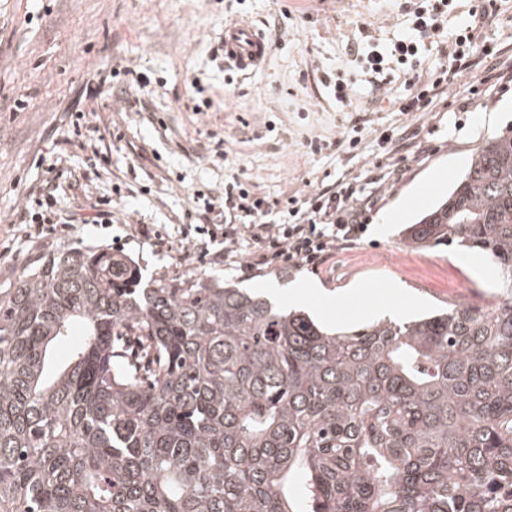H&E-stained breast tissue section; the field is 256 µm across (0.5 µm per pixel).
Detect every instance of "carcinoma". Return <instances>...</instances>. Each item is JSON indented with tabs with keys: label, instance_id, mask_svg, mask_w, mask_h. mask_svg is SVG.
Returning <instances> with one entry per match:
<instances>
[{
	"label": "carcinoma",
	"instance_id": "obj_1",
	"mask_svg": "<svg viewBox=\"0 0 512 512\" xmlns=\"http://www.w3.org/2000/svg\"><path fill=\"white\" fill-rule=\"evenodd\" d=\"M401 236L505 296L332 330L217 274L36 256L0 288V512H512V133Z\"/></svg>",
	"mask_w": 512,
	"mask_h": 512
}]
</instances>
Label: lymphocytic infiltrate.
I'll list each match as a JSON object with an SVG mask.
<instances>
[{
  "label": "lymphocytic infiltrate",
  "instance_id": "f902f5d3",
  "mask_svg": "<svg viewBox=\"0 0 512 512\" xmlns=\"http://www.w3.org/2000/svg\"><path fill=\"white\" fill-rule=\"evenodd\" d=\"M452 10V0H426L410 12L413 36L399 39L364 54L366 71L381 74L386 65L416 68L421 64L418 41L431 39L443 30ZM496 0H478L467 24L453 34L454 48L445 63L427 71L416 88L408 89L399 101L403 112H425L447 94L458 78L481 73L485 90L494 91L512 84V57L496 44L477 45L481 30L495 17ZM400 173L399 166L373 165L363 181L339 177L333 184L307 193L271 200L255 196L248 185L232 180L224 185L221 213L223 229H209L210 238L224 241L222 250L212 254L216 263L245 272L259 266L297 267L319 264L336 249L360 240L367 230V215L381 197L383 186ZM284 212L288 221L272 222L273 213ZM36 235L50 237L77 224H108L112 212L97 209L87 213L76 208L65 212L29 216Z\"/></svg>",
  "mask_w": 512,
  "mask_h": 512
}]
</instances>
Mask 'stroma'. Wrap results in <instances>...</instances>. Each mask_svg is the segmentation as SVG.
Wrapping results in <instances>:
<instances>
[{"label":"stroma","instance_id":"35a3bbf8","mask_svg":"<svg viewBox=\"0 0 512 512\" xmlns=\"http://www.w3.org/2000/svg\"><path fill=\"white\" fill-rule=\"evenodd\" d=\"M414 2L0 0V288L39 254L107 247L147 279L218 273L242 288L276 289L283 303L290 286L316 283L320 294L301 308L329 326L497 302L498 274L487 259L453 245L416 251L400 241L403 225L447 196L475 148L512 130V91L490 98L458 79L448 97L450 108L461 110L452 128L447 111L399 112L403 81L361 68L354 46L367 51L411 35L407 9ZM229 21L250 23L271 45L251 75L225 69L217 56ZM127 66L150 81L142 103L122 98ZM101 72L112 81L95 104L85 103L84 87ZM328 75L347 81L346 102H337ZM17 98L25 109L9 110ZM207 98L214 109L196 111ZM91 108L89 127L74 134L75 114ZM385 130L415 137L423 151H407L402 175L385 185L362 240L319 270L244 276L220 263L179 260L189 212L202 210V197L231 178L271 199L302 193L382 160L376 138ZM356 131L362 141L354 150L348 140ZM313 136L324 141L322 152H307ZM60 151L57 209L90 211L108 199L114 221L48 239L27 236L20 213ZM137 222L152 236L135 233Z\"/></svg>","mask_w":512,"mask_h":512}]
</instances>
